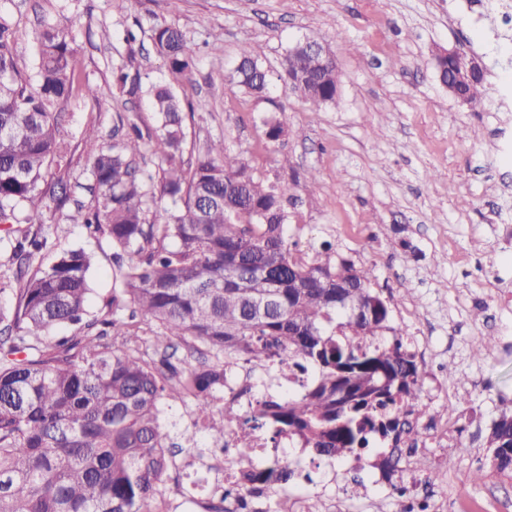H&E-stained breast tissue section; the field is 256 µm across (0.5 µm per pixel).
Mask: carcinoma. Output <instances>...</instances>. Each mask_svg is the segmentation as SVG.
<instances>
[{
	"label": "carcinoma",
	"mask_w": 512,
	"mask_h": 512,
	"mask_svg": "<svg viewBox=\"0 0 512 512\" xmlns=\"http://www.w3.org/2000/svg\"><path fill=\"white\" fill-rule=\"evenodd\" d=\"M14 33L0 18V226L10 248L0 294V512H166L162 485L175 467L171 430L162 422L170 401L194 403V427L219 446L227 431H270L272 448L287 440L320 457L342 460L367 452L369 435L400 442L423 413L417 354L410 334L392 325L390 301L374 288L373 269L324 242L310 256L288 238L284 194L254 177L224 140L184 160L185 114L194 112L168 84L148 89L158 127L150 138L161 160L159 180L141 176L134 159L143 134L134 124L110 148L86 135L99 194L70 221L112 243V299L103 315L88 309L94 255L68 248L43 263L46 212L33 200L66 194L48 178L69 154L55 107L71 98L74 56L69 32L43 22L36 34L35 78L21 72ZM170 71L189 78L196 53L174 25L152 34ZM231 79L250 94L267 87L255 49L246 46ZM279 77L294 87L313 118L336 104L339 72L296 44ZM119 89L142 93L119 68ZM484 76L462 89L476 108ZM173 210L149 222L156 196ZM268 272L276 288L265 314L250 311L240 279ZM62 325L74 327L57 336ZM208 355L197 365L173 362L178 345ZM306 371L304 389L255 401L244 421L224 400L227 366ZM489 463L512 474V413L493 422ZM268 472L285 486L293 475L276 457ZM264 476L245 472L236 486L216 480L218 503L247 507L241 489L261 493Z\"/></svg>",
	"instance_id": "1"
}]
</instances>
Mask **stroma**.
<instances>
[{"mask_svg":"<svg viewBox=\"0 0 512 512\" xmlns=\"http://www.w3.org/2000/svg\"><path fill=\"white\" fill-rule=\"evenodd\" d=\"M15 32L19 68L33 74V33L49 19L69 30L77 94L59 105L70 144L69 199L38 205L50 216L54 250L82 246L96 256L89 310L112 296V247L69 221L92 200L83 137L111 143L117 117L154 134L145 98L120 94L113 71L139 74L142 87L166 81L196 109L186 118L185 155L197 159L223 138L254 177L290 199L293 241L311 253L331 242L372 266L391 301L393 323L412 334L423 374L421 424L434 439L413 452L393 482L369 468L348 507L329 497L334 463L282 444L280 458L314 470V484H288L290 512H395L396 490L427 494L430 512H512V478L488 466L485 437L512 408V23H490L469 0H0ZM178 26L200 50L190 79L175 78L156 54L155 27ZM315 39L334 53L337 102L312 118L279 78L260 96L230 83L243 45L279 71L296 42ZM461 49L483 69L481 105L461 106L440 83L439 51ZM97 90V99L80 89ZM284 129L275 142L263 122ZM289 157L290 167L280 165ZM483 317H474L475 307ZM494 343L483 357L473 348ZM453 462L441 467L449 446ZM207 474L188 465L165 479L170 512H192L186 495L207 500Z\"/></svg>","mask_w":512,"mask_h":512,"instance_id":"1","label":"stroma"}]
</instances>
